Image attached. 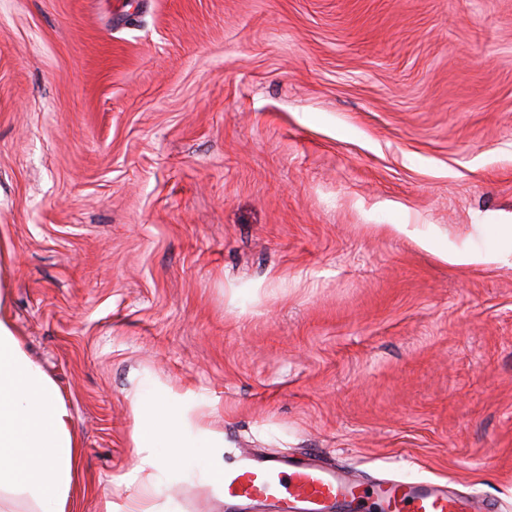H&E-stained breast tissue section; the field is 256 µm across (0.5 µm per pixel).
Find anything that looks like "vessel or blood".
Masks as SVG:
<instances>
[{
    "instance_id": "b4317fda",
    "label": "vessel or blood",
    "mask_w": 512,
    "mask_h": 512,
    "mask_svg": "<svg viewBox=\"0 0 512 512\" xmlns=\"http://www.w3.org/2000/svg\"><path fill=\"white\" fill-rule=\"evenodd\" d=\"M224 502L268 512H489L479 496L430 480L395 475L363 479L310 453L224 454Z\"/></svg>"
}]
</instances>
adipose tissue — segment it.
<instances>
[{"label": "adipose tissue", "instance_id": "adipose-tissue-1", "mask_svg": "<svg viewBox=\"0 0 512 512\" xmlns=\"http://www.w3.org/2000/svg\"><path fill=\"white\" fill-rule=\"evenodd\" d=\"M10 299L0 265V512H72L81 452L71 409L59 387L24 348L3 315ZM131 441L141 464L193 473L198 481L224 475V434L198 416L192 394L154 386L131 397Z\"/></svg>", "mask_w": 512, "mask_h": 512}]
</instances>
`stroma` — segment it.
Instances as JSON below:
<instances>
[{
  "mask_svg": "<svg viewBox=\"0 0 512 512\" xmlns=\"http://www.w3.org/2000/svg\"><path fill=\"white\" fill-rule=\"evenodd\" d=\"M512 0H0L7 312L75 512H213L130 399L512 512ZM430 233L436 247L417 242ZM503 244L495 252H481L469 247H450L442 253L446 260L457 264L496 263L512 254V226L503 233Z\"/></svg>",
  "mask_w": 512,
  "mask_h": 512,
  "instance_id": "35a3bbf8",
  "label": "stroma"
}]
</instances>
